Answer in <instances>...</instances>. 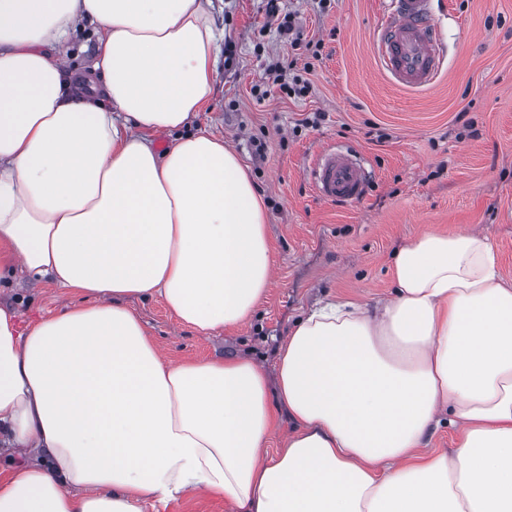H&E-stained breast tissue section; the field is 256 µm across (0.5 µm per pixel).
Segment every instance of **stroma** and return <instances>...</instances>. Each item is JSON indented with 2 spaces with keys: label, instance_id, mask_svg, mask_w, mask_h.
<instances>
[{
  "label": "stroma",
  "instance_id": "35a3bbf8",
  "mask_svg": "<svg viewBox=\"0 0 512 512\" xmlns=\"http://www.w3.org/2000/svg\"><path fill=\"white\" fill-rule=\"evenodd\" d=\"M266 4L217 0L213 14L226 30L217 87L193 126L232 144L263 195L274 284L252 318L208 338L180 325L161 298L131 299L167 359L232 355L273 368L278 344L307 311L328 301L370 310L388 298L394 255L424 231H482L500 280L512 285V0H434L447 66L423 90L394 84L377 63L373 36L386 0H331L324 9L282 0L303 35L297 48L280 38ZM99 37L89 24L72 37L77 89L99 79ZM309 41L321 42L320 60ZM273 59L312 62L308 93L274 87L255 98ZM314 115L318 124L306 125ZM326 147L366 160L370 181L358 201L317 195L310 168ZM0 300L34 323L81 298L19 277L0 285Z\"/></svg>",
  "mask_w": 512,
  "mask_h": 512
}]
</instances>
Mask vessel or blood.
<instances>
[{
    "label": "vessel or blood",
    "mask_w": 512,
    "mask_h": 512,
    "mask_svg": "<svg viewBox=\"0 0 512 512\" xmlns=\"http://www.w3.org/2000/svg\"><path fill=\"white\" fill-rule=\"evenodd\" d=\"M434 0H390L387 15L374 34V51L383 71L407 89L432 85L446 66L447 52L433 20ZM311 175L318 195L327 201L363 196L368 172L350 152L329 148L315 159Z\"/></svg>",
    "instance_id": "b4317fda"
}]
</instances>
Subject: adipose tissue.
Returning <instances> with one entry per match:
<instances>
[{"label":"adipose tissue","mask_w":512,"mask_h":512,"mask_svg":"<svg viewBox=\"0 0 512 512\" xmlns=\"http://www.w3.org/2000/svg\"><path fill=\"white\" fill-rule=\"evenodd\" d=\"M211 8L0 0V275L85 299L25 329L0 305V512H142L201 490L234 512H512V287L485 235L422 233L390 300L313 310L272 376L170 362L128 307L160 296L206 336L272 284L263 198L223 138L188 130L215 92ZM84 22L103 31V103L66 71ZM160 132L177 135L162 152ZM445 414L457 446L427 451Z\"/></svg>","instance_id":"1"}]
</instances>
